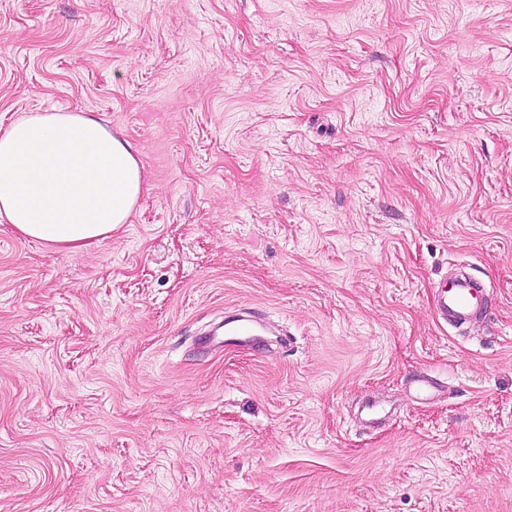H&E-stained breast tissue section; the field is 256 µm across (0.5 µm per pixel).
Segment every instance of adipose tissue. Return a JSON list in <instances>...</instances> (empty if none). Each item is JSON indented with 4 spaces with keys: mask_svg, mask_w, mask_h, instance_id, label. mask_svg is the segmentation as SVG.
<instances>
[{
    "mask_svg": "<svg viewBox=\"0 0 512 512\" xmlns=\"http://www.w3.org/2000/svg\"><path fill=\"white\" fill-rule=\"evenodd\" d=\"M134 146L84 112L0 123V226L79 254L128 223L144 189Z\"/></svg>",
    "mask_w": 512,
    "mask_h": 512,
    "instance_id": "adipose-tissue-1",
    "label": "adipose tissue"
}]
</instances>
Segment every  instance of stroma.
I'll return each instance as SVG.
<instances>
[{
    "instance_id": "stroma-1",
    "label": "stroma",
    "mask_w": 512,
    "mask_h": 512,
    "mask_svg": "<svg viewBox=\"0 0 512 512\" xmlns=\"http://www.w3.org/2000/svg\"><path fill=\"white\" fill-rule=\"evenodd\" d=\"M74 109L145 191L0 232V512H512V0H0V118ZM484 288L469 276H449L437 289L435 311L455 328L464 327L483 313ZM261 335L257 334L253 325L246 319L229 320L224 324V342L259 344Z\"/></svg>"
}]
</instances>
